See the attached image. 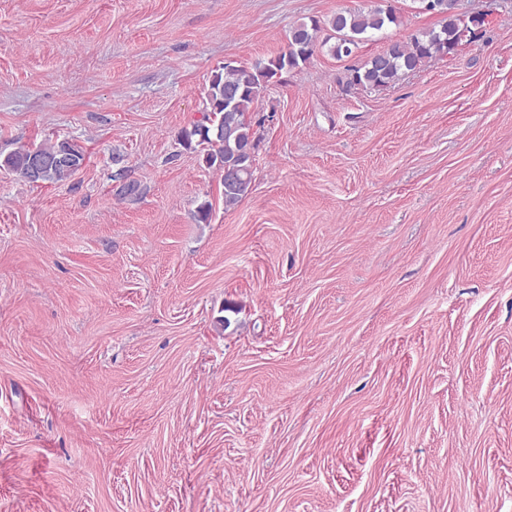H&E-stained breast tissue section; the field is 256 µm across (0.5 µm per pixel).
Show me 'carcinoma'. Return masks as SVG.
Listing matches in <instances>:
<instances>
[{
  "label": "carcinoma",
  "instance_id": "cac0c4a2",
  "mask_svg": "<svg viewBox=\"0 0 512 512\" xmlns=\"http://www.w3.org/2000/svg\"><path fill=\"white\" fill-rule=\"evenodd\" d=\"M420 13L439 18L431 28L417 29L404 38L388 40L378 53L345 68L338 84L345 90L377 89L403 75L454 52L468 23L448 9V0H412ZM401 24L391 0H371L358 10H341L320 19L296 21L287 45L277 55L251 63L226 62L212 72L201 118L182 130L183 147L198 153L207 169L222 173L224 207L236 206L250 191L255 149L264 116L257 109L268 86L283 74L307 64L323 50L338 60L356 56L360 45L389 26ZM87 151L71 139L21 145L0 158L3 169L36 186L63 181L85 166Z\"/></svg>",
  "mask_w": 512,
  "mask_h": 512
}]
</instances>
